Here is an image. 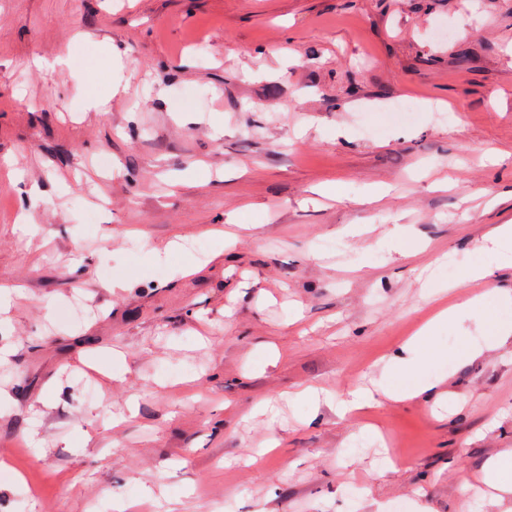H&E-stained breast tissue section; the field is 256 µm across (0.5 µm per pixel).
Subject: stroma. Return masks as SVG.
<instances>
[{
	"label": "stroma",
	"mask_w": 512,
	"mask_h": 512,
	"mask_svg": "<svg viewBox=\"0 0 512 512\" xmlns=\"http://www.w3.org/2000/svg\"><path fill=\"white\" fill-rule=\"evenodd\" d=\"M4 158L0 512H512V0H0ZM512 306V293L502 291L501 289L481 290L473 294V296L465 303L456 306H450L442 310L438 316L437 323H446L456 320L463 312L477 313L482 312L486 307L492 304L502 306ZM437 323L428 324L423 327L417 336H414L406 349L408 356L397 362V368L401 372L416 373L420 368V358L418 349L429 344L434 327ZM376 399L375 392L369 388L354 387L347 392L341 402L342 413L351 416L357 410L369 405ZM511 469V457L499 460L489 472V483L504 494L512 493V480L509 475Z\"/></svg>",
	"instance_id": "35a3bbf8"
}]
</instances>
